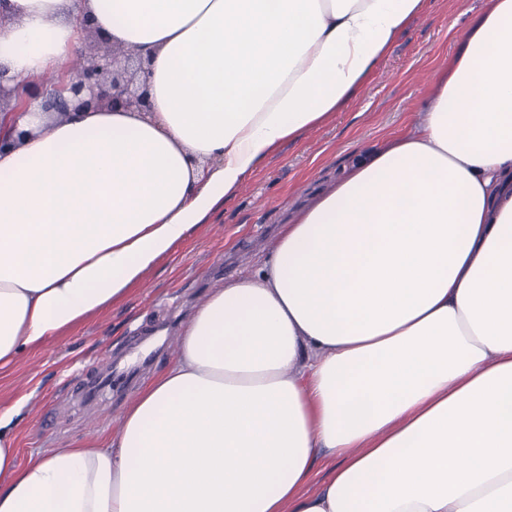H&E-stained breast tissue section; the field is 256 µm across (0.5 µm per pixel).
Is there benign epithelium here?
<instances>
[{"label":"benign epithelium","mask_w":512,"mask_h":512,"mask_svg":"<svg viewBox=\"0 0 512 512\" xmlns=\"http://www.w3.org/2000/svg\"><path fill=\"white\" fill-rule=\"evenodd\" d=\"M79 58L76 74L63 88L51 85L36 89L46 111L65 114L100 106L146 107L145 88L140 83L145 67L140 54L117 45L110 51L88 45Z\"/></svg>","instance_id":"1"}]
</instances>
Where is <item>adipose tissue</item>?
Wrapping results in <instances>:
<instances>
[{
	"label": "adipose tissue",
	"instance_id": "1",
	"mask_svg": "<svg viewBox=\"0 0 512 512\" xmlns=\"http://www.w3.org/2000/svg\"><path fill=\"white\" fill-rule=\"evenodd\" d=\"M426 0H0L20 97L86 25L148 112L0 116V369L126 301L282 143L365 88ZM0 512H512V0L409 128L213 290L116 432L18 467ZM339 463L307 492L321 453Z\"/></svg>",
	"mask_w": 512,
	"mask_h": 512
}]
</instances>
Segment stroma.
<instances>
[{
	"mask_svg": "<svg viewBox=\"0 0 512 512\" xmlns=\"http://www.w3.org/2000/svg\"><path fill=\"white\" fill-rule=\"evenodd\" d=\"M486 0H426L363 92L320 127L283 144L123 304L19 355L0 372V407L17 406V462L118 429L136 392L174 359L194 309L224 281L253 271L297 209L329 189L357 153L414 120Z\"/></svg>",
	"mask_w": 512,
	"mask_h": 512,
	"instance_id": "stroma-1",
	"label": "stroma"
}]
</instances>
